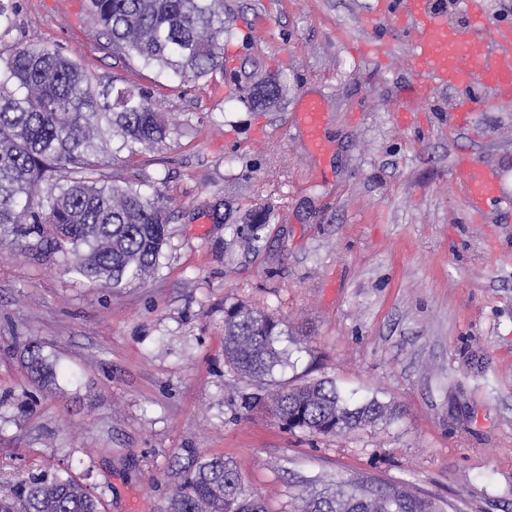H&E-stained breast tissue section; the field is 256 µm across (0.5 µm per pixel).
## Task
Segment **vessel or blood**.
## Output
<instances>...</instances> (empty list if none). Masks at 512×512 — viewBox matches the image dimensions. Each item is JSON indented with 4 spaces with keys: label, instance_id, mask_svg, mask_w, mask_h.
Segmentation results:
<instances>
[{
    "label": "vessel or blood",
    "instance_id": "vessel-or-blood-1",
    "mask_svg": "<svg viewBox=\"0 0 512 512\" xmlns=\"http://www.w3.org/2000/svg\"><path fill=\"white\" fill-rule=\"evenodd\" d=\"M468 18L466 29L452 27L448 15L432 9L428 0H380V7L368 15L367 23L384 18L399 32L410 53L411 92L423 100L440 88L459 92L458 107L450 117L454 129L467 127L477 109L478 97L471 87L492 90L490 107L512 108V25L489 26L487 0H461ZM297 125L318 137L322 108L318 101L307 100L294 116ZM465 189V204L474 217H483L494 205L506 204L499 173L475 157L457 161Z\"/></svg>",
    "mask_w": 512,
    "mask_h": 512
}]
</instances>
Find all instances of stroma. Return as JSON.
Masks as SVG:
<instances>
[{
	"label": "stroma",
	"instance_id": "obj_1",
	"mask_svg": "<svg viewBox=\"0 0 512 512\" xmlns=\"http://www.w3.org/2000/svg\"><path fill=\"white\" fill-rule=\"evenodd\" d=\"M375 6L226 0L223 73L182 84L113 56L87 0H17L0 45L58 49L95 88L154 91L175 135L104 158L97 175L146 180L175 219L159 271L123 288L77 280L37 237L0 241L1 478L71 456L103 512H159L202 453L233 462L269 512H292L314 481L356 478L413 487L442 512H512V205L478 222L453 169L454 154H477L512 193V110L455 132V90L407 101L410 55L365 27ZM366 39L392 48L353 55ZM266 77L287 95L247 107ZM307 98L322 105V152L292 121ZM267 203L276 220L243 249L225 212ZM237 300L304 336L282 380L331 379L393 419L326 438L245 410L257 387L224 363V306ZM31 342L55 382L30 373Z\"/></svg>",
	"mask_w": 512,
	"mask_h": 512
}]
</instances>
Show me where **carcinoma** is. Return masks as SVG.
<instances>
[{
	"label": "carcinoma",
	"mask_w": 512,
	"mask_h": 512,
	"mask_svg": "<svg viewBox=\"0 0 512 512\" xmlns=\"http://www.w3.org/2000/svg\"><path fill=\"white\" fill-rule=\"evenodd\" d=\"M16 0H0V30L13 26ZM106 47L182 83L224 71V40L234 34L224 0H90ZM0 238H39L70 257L67 271L91 284L120 288L155 274L174 213L151 196L146 182L109 183L96 176L108 144L134 156L165 144L173 129L151 91L106 84L95 91L79 64L56 49L27 45L0 51ZM286 86L255 82L246 102L270 107ZM276 219L270 206L246 214L236 229L247 250L258 228ZM288 324L236 301L224 305V361L236 375L265 390L248 397L290 430L336 437L389 419L375 399L350 404L333 381L286 385L276 378L291 365L282 345ZM38 380L55 375L40 346L27 348ZM294 512H440L427 497L395 484L364 481L305 490ZM0 512H101V501L70 467L0 479ZM160 512H268L247 491L236 466L222 457L194 455Z\"/></svg>",
	"instance_id": "cac0c4a2"
}]
</instances>
